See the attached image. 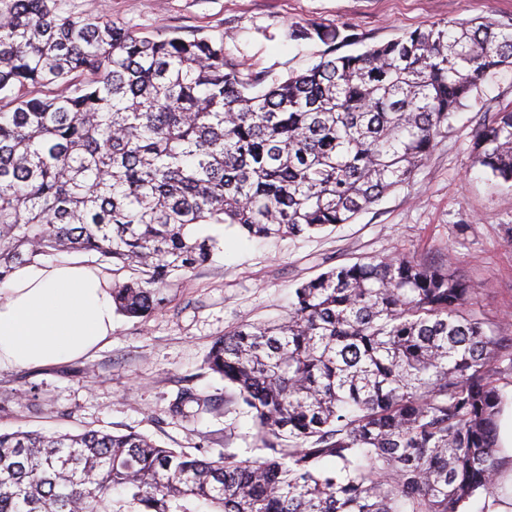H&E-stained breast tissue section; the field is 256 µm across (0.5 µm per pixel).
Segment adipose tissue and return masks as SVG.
I'll return each instance as SVG.
<instances>
[{
	"label": "adipose tissue",
	"mask_w": 512,
	"mask_h": 512,
	"mask_svg": "<svg viewBox=\"0 0 512 512\" xmlns=\"http://www.w3.org/2000/svg\"><path fill=\"white\" fill-rule=\"evenodd\" d=\"M112 282L76 262L37 260L0 284V369L82 357L112 334Z\"/></svg>",
	"instance_id": "ef3b65f1"
}]
</instances>
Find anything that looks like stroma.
<instances>
[{
	"label": "stroma",
	"instance_id": "obj_1",
	"mask_svg": "<svg viewBox=\"0 0 512 512\" xmlns=\"http://www.w3.org/2000/svg\"><path fill=\"white\" fill-rule=\"evenodd\" d=\"M61 7L108 15L141 36L177 30L220 39L244 66L282 76L308 68L324 50L317 41L285 38L308 22L363 34L364 43L341 46L344 54L437 22L512 23V0H61ZM506 107L512 69L480 81L412 182L353 223L267 240L222 226L211 261L171 288L162 310L145 320L115 314L111 337L79 359L1 369L0 431H135L197 456L244 453L253 421L207 368L210 347L240 325L286 316L302 282L370 258L446 264L473 288L487 334L512 336V182L473 165L470 153L475 132ZM186 388L207 399V412L172 414Z\"/></svg>",
	"mask_w": 512,
	"mask_h": 512
}]
</instances>
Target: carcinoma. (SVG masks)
I'll return each mask as SVG.
<instances>
[{"label": "carcinoma", "instance_id": "cac0c4a2", "mask_svg": "<svg viewBox=\"0 0 512 512\" xmlns=\"http://www.w3.org/2000/svg\"><path fill=\"white\" fill-rule=\"evenodd\" d=\"M287 35L326 49L281 78L222 40L0 0V283L84 253L130 272L113 303L147 318L211 259L217 239L195 227L348 224L410 183L484 76L512 69V24L483 17L345 55L336 46L362 35ZM471 154L512 182L511 108ZM469 296L441 264L333 267L295 289L288 317L243 324L207 355L253 420L250 455L200 458L132 431H0V512H465L502 488L495 419L512 376V338L487 335ZM204 410L190 389L172 408Z\"/></svg>", "mask_w": 512, "mask_h": 512}]
</instances>
